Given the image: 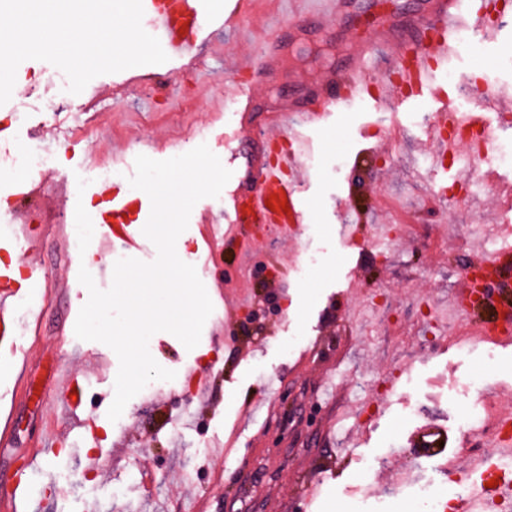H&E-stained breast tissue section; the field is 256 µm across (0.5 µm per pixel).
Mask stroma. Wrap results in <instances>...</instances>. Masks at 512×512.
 I'll return each mask as SVG.
<instances>
[{"mask_svg": "<svg viewBox=\"0 0 512 512\" xmlns=\"http://www.w3.org/2000/svg\"><path fill=\"white\" fill-rule=\"evenodd\" d=\"M283 15L281 0H250L243 31L212 28L196 60L152 66L147 86L113 92L124 70L93 78L77 95L16 80L9 108L50 131L41 147L57 159L44 171V194L20 208L40 236L48 280L71 282L72 291L52 297L39 323L31 304L15 306L23 334L0 375V424L12 421L15 440L0 447V479L22 465L31 484L15 504L0 501V512H43L38 499L52 483L60 494L44 512H418L407 482L428 480L455 498L463 484L438 462L415 458L413 431L446 428L461 448L454 466L462 472L471 454L489 450L499 414L512 411V344L488 349L452 311L469 247L512 242V169L486 163L483 188L465 204L430 205L423 127L435 104L425 97L398 114L386 102L344 117L337 139L315 151L295 232L271 239L262 225H244L259 246L242 257L225 251L224 300L199 344L189 350L170 333L152 335L150 354L175 378L142 389L118 420L108 418L118 357L74 331L89 298L75 281L76 257H100V239L88 237L75 252L44 228L93 223L88 161L111 163L122 145L154 160L203 143L223 155L224 127L238 121L224 109L234 98L229 79H256L257 53ZM356 22L326 20L293 46L278 83L259 88L241 149L268 151L253 125H268L280 100L336 65ZM89 100L99 116L85 128ZM305 252L318 259L306 274L298 270ZM378 290L386 301L376 309L369 300ZM427 306L439 322L432 334L421 319ZM226 324L229 342L220 333ZM94 363L104 377L85 388L77 410L44 404L56 366L81 374ZM202 378L212 394L204 413L191 389ZM471 379L478 391L462 396ZM482 403L493 416L467 430L463 413ZM76 417L96 425L85 430ZM375 458L380 466L369 468Z\"/></svg>", "mask_w": 512, "mask_h": 512, "instance_id": "1", "label": "stroma"}]
</instances>
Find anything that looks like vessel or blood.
I'll list each match as a JSON object with an SVG mask.
<instances>
[{"label": "vessel or blood", "instance_id": "vessel-or-blood-1", "mask_svg": "<svg viewBox=\"0 0 512 512\" xmlns=\"http://www.w3.org/2000/svg\"><path fill=\"white\" fill-rule=\"evenodd\" d=\"M323 10L308 8L307 0H293V13L275 33L271 47L261 58L258 83L273 84L280 74L282 59L288 45L306 36L309 26L329 10L336 16L351 13V0H322ZM144 16L153 25L167 55L172 59L192 60L207 39L210 27L234 29L240 24L248 8V0H228L223 19L211 18L205 10V0H175L173 11L161 9L157 0H142ZM498 19L490 15L476 0H421L413 15L374 9L366 11L365 37L358 39L360 55L349 57L342 65L328 68L321 79L312 84L301 99H288L278 110L281 116L301 118L305 133L289 130L290 138L299 147L283 152L276 163H268L263 156L238 151L237 128L224 130V150L229 160L240 167L245 182L228 191L224 197V221L214 223L209 212L197 218L203 224V240L207 245V263H214L223 255L224 247L240 242L243 224H297L303 217L300 197L302 184L310 174L302 160V151L313 148L316 136L331 131L340 114L352 111L362 101H376L378 93L392 92L400 103H407L410 94L430 95L437 105L426 133L434 143V155L443 158L458 151V143L447 134L449 128L466 124L482 126L481 113L462 115L448 105L446 94L439 83L442 68L458 67L463 86H471L476 78H489L486 62L461 61L459 33L468 30L476 43L493 45L507 26L512 25V0H501ZM382 46L390 47L394 57L391 73H372L371 55ZM256 83L235 82V96L239 103L241 124H248L255 103ZM286 200L287 210H271L266 201L270 196ZM147 195L129 197L103 187L100 190L101 207L97 212L104 229L102 244L107 249L122 248L130 252H143L147 244L132 229L128 216L132 210L147 206ZM499 269L496 281V310H512V246L489 258ZM45 281L39 261H28L24 266L0 265V353L17 349L16 338L20 324L14 307L24 296L32 294ZM85 380L55 372L52 393L69 399L71 392H83ZM448 435L433 424L422 426L416 434V446L421 456L434 458L447 450Z\"/></svg>", "mask_w": 512, "mask_h": 512}]
</instances>
